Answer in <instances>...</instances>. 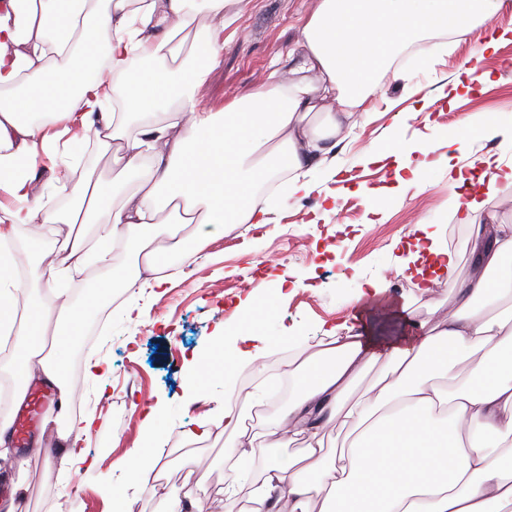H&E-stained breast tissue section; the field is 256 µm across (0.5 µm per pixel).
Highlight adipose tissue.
I'll use <instances>...</instances> for the list:
<instances>
[{
    "label": "adipose tissue",
    "instance_id": "adipose-tissue-1",
    "mask_svg": "<svg viewBox=\"0 0 512 512\" xmlns=\"http://www.w3.org/2000/svg\"><path fill=\"white\" fill-rule=\"evenodd\" d=\"M232 0H0V341L13 339L20 383L39 380L70 394L65 351L93 299L125 281L112 265L123 243L141 258L143 285L161 287L165 254L191 258L181 233L200 243L236 224H268L273 210L259 193L274 173L288 193L308 196L310 175L361 122L385 81L402 78L398 53L415 43L465 33L503 0H317L295 48L269 79L205 111L198 90L224 47ZM210 22L199 26L200 14ZM202 28L193 55L182 37ZM102 149L120 142L125 179L74 183L69 210L29 200L23 188L40 153H52L72 123ZM467 202L460 223L472 232V265L445 315L418 320L417 332L389 340L371 328L339 324L287 364L293 400L267 424L270 437L304 436L288 459L268 455L252 477L254 436L243 410L225 397L210 426L228 435L226 512H512V224L480 218ZM91 225L53 241L56 225ZM50 245L39 278L57 304L19 301L13 244L20 227ZM104 269L91 299L63 296L87 263ZM266 337L229 336L225 363L234 375L269 349ZM467 360L448 387V368ZM376 372L374 384L360 380ZM352 429L346 450L328 456L322 435Z\"/></svg>",
    "mask_w": 512,
    "mask_h": 512
}]
</instances>
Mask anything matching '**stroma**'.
<instances>
[{"label": "stroma", "mask_w": 512, "mask_h": 512, "mask_svg": "<svg viewBox=\"0 0 512 512\" xmlns=\"http://www.w3.org/2000/svg\"><path fill=\"white\" fill-rule=\"evenodd\" d=\"M315 0H244L233 8L224 30V48L201 105L218 111L235 96L267 80L275 62L301 38ZM512 28V0L490 21L437 41L435 62L423 65L416 49L399 60L410 82L431 96L418 111L406 82H386L375 99L371 122L355 129L336 149L335 160L312 173L313 192L289 198L274 223L259 228L240 224L213 238L187 262L177 255L161 260L166 283L156 289L123 288L101 297L84 320L78 341L67 354L65 374L81 388L69 405L76 423L94 414L97 427L89 439L68 450L55 429L41 436V451L21 453L11 446L13 463L0 469V500L14 498L16 512H112L110 490L124 491L122 512H164L168 495L192 493L205 512H225L227 472L223 438L190 442L187 431L207 424L224 403V350L217 338L250 331L268 336L271 351L241 372L235 400L250 407L252 396L279 377L294 356L295 343L320 340L324 327L352 321L355 313L376 319L390 304L414 303L419 318L439 301L454 298L470 272L467 245L453 246L457 265L440 276L430 292L396 273L424 222L440 242L458 225L455 205L478 198L483 212L512 224V178L488 183L481 160L492 154L502 169L512 168V40L495 54L478 55L493 31ZM478 60L488 81L473 84L461 97L444 98L459 68ZM498 133L479 130L482 119ZM425 141L428 154H412L418 163L413 184L398 185L392 170L368 163L375 144L407 145ZM356 176L361 192L341 191L337 176ZM336 207L318 213L325 194ZM302 280V287L281 294V280ZM382 280L380 299L359 298V287ZM144 311L128 316L129 307ZM109 366L106 378L90 376L88 356ZM162 407L161 436L152 451L167 479L164 488L132 483L120 462L142 447L139 409Z\"/></svg>", "instance_id": "35a3bbf8"}]
</instances>
